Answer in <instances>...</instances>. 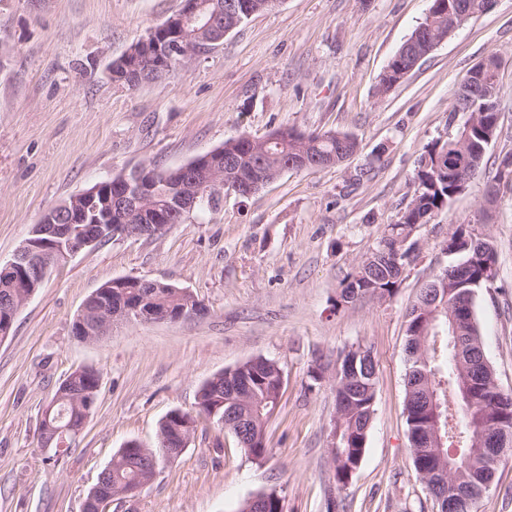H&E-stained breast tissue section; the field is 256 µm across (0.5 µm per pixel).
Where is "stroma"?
I'll list each match as a JSON object with an SVG mask.
<instances>
[{"mask_svg":"<svg viewBox=\"0 0 512 512\" xmlns=\"http://www.w3.org/2000/svg\"><path fill=\"white\" fill-rule=\"evenodd\" d=\"M183 0H0V260L42 213L130 168L182 166L241 136L288 126L353 135L338 166L284 172L243 198L215 204L151 237L116 238L53 268L0 339V512H83L113 455L154 447L162 420L192 412L202 384L263 356L284 385L266 424L269 455L200 418L182 454L107 512H238L276 489L284 512H437L411 458L406 422V312L449 263L456 228L487 236L497 273L474 300L487 359L512 391V190L490 221L480 212L496 167L512 155V0L466 22L388 93L389 59L430 0H276L186 59L166 79L129 90L108 67ZM499 71V136L467 189L418 225L393 297L337 305L354 273L410 202L422 156L468 119L460 80L490 53ZM128 277L190 289L205 315L130 322L85 342L74 322L104 282ZM378 365L367 447L347 486L329 456L332 379L317 365L355 345ZM98 372L97 404L58 459L45 452L41 413L74 370ZM477 512H512V452Z\"/></svg>","mask_w":512,"mask_h":512,"instance_id":"35a3bbf8","label":"stroma"}]
</instances>
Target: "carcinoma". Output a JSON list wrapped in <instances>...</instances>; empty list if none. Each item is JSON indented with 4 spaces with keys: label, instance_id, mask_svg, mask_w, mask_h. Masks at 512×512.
I'll return each mask as SVG.
<instances>
[{
    "label": "carcinoma",
    "instance_id": "1",
    "mask_svg": "<svg viewBox=\"0 0 512 512\" xmlns=\"http://www.w3.org/2000/svg\"><path fill=\"white\" fill-rule=\"evenodd\" d=\"M203 15L215 19L220 27L233 30L245 19L269 9L274 0H201ZM481 15L486 11L485 0H431L423 40L409 45L413 55H426L427 43L448 35V20L460 11ZM158 42L179 44L192 53L206 52L212 47L210 28L203 22L183 28L162 23L156 27ZM153 44L133 42L126 53L111 63L112 82L132 88L158 81L175 69L181 57L157 55L152 64H143V57ZM410 56L398 51L388 61L379 92L385 93L396 84L395 75L408 68ZM470 75L460 83L455 110L470 108L473 96ZM498 83L487 84L478 100V118L472 128H462L442 144L433 145L422 157L416 172L417 189L399 221L388 225L387 235L369 254L359 268L342 283L338 303L351 304L365 296L380 299L394 295L401 268L410 258L413 245L407 244L412 227L426 224L431 216L445 207L461 190V183L473 178L480 170L488 149L487 137H498L493 126L497 111ZM357 150L356 139L343 132L324 131L301 133L294 128H279L253 141L229 139L189 163L174 169L160 170L142 166L148 183H157L153 191H145L146 199L132 210H112L114 224H181L189 211L172 208L171 195L198 196L193 209L210 205L215 195L232 190L240 179L259 173L267 180L277 178L290 162L303 155L317 157L323 162L340 164ZM108 198L69 197L63 201L66 210L74 214L98 209L109 210ZM443 251L457 261L449 268L462 267L469 285L435 278L431 287L422 290L407 311V344L423 351L409 360L406 384L421 383L420 390L406 391L407 425L415 470L435 500L438 512L448 507L457 512H474L477 493L493 481L492 443L502 428L512 431V394L501 392L487 362L476 319L468 315L450 322L448 315L456 311L461 300L474 305L476 290L495 278L497 253L493 244L472 231L458 228L448 236ZM112 293L113 302L140 304L158 311L178 312L187 305L184 295L170 288H130L102 284ZM27 291L23 280L0 269V298H20ZM371 349L361 345L344 351L336 361L334 391L336 400L344 404L336 422V447L331 449V463L336 482L346 485L358 469L365 453L367 426L371 424L376 397L377 363L375 358H362ZM283 371L278 363L256 357L215 375L200 389L198 413H206L218 404L224 411H233L245 422L255 443L242 445L255 461L267 459L265 424L275 411L277 390ZM437 393L441 402L440 435L444 439L442 452L457 454L458 467L448 476L446 459L440 458L429 434L433 433V415L423 390ZM149 480L144 460L136 454L116 453L112 468L104 479V487L114 491L137 486ZM263 500L264 512H283L282 497L271 489L257 494Z\"/></svg>",
    "mask_w": 512,
    "mask_h": 512
}]
</instances>
